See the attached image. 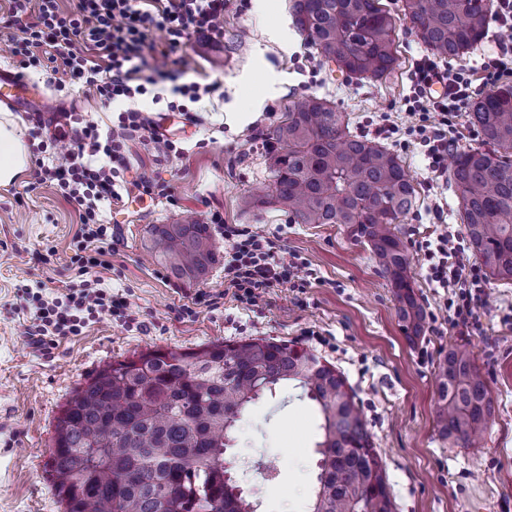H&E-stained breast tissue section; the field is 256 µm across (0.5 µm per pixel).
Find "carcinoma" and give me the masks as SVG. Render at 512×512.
Here are the masks:
<instances>
[{
    "label": "carcinoma",
    "instance_id": "cac0c4a2",
    "mask_svg": "<svg viewBox=\"0 0 512 512\" xmlns=\"http://www.w3.org/2000/svg\"><path fill=\"white\" fill-rule=\"evenodd\" d=\"M305 43L348 79L379 81L397 66V19L380 0H291ZM403 16L434 54L461 60L484 39L493 0H403ZM469 123L482 145L452 155L448 181L470 247L487 276L512 281V87L472 102ZM272 183L240 198L245 211L268 203L296 224H345L367 243L393 288L407 336L424 334L411 258L399 224L417 191L401 158L349 131L322 97L288 107L267 135ZM148 248L178 279L198 280L215 260L211 227L151 224ZM437 428L470 447L494 415L486 382L466 349L438 364ZM296 382L322 415L310 512H392L381 459L354 396L336 369L285 342L251 338L197 350L155 349L109 363L77 388L58 417L45 463L64 512H255L225 477L224 456L247 408Z\"/></svg>",
    "mask_w": 512,
    "mask_h": 512
}]
</instances>
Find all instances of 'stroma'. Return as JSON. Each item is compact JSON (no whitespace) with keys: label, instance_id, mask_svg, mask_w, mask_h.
Here are the masks:
<instances>
[{"label":"stroma","instance_id":"1","mask_svg":"<svg viewBox=\"0 0 512 512\" xmlns=\"http://www.w3.org/2000/svg\"><path fill=\"white\" fill-rule=\"evenodd\" d=\"M289 6V0H272L260 12L253 0H234L224 17L223 40L187 47V80L220 81L224 95L198 102L201 123L172 115L169 135L182 156L158 159L141 141L130 142L132 175L165 178L175 199L133 191L104 211L114 235L112 266L102 277L125 301L123 316L103 315L80 335L59 336L41 347L33 343L18 288L49 296L76 280L70 262L77 251L76 207L49 185L30 188L27 172L0 187V512H63L45 463L66 401L96 371L157 348L195 350L254 337L297 345L342 374L383 461L394 512H512V283L487 281L475 326L453 327L448 294L430 280V262L418 248L461 226L448 182L432 177L423 144L406 132L413 63L426 48L401 23L395 71L380 81H348L301 35L285 45L270 40L273 28L291 27ZM47 94L76 118L103 125L116 118L80 86L66 92L51 86ZM312 95L333 101L354 134L371 139L378 126L400 128L386 145L402 159L418 194L400 236L426 315L419 338L406 336L392 288L369 246L355 241L346 225L295 224L277 204L248 213L237 206L242 194L264 190L271 181L263 134L289 105ZM216 210L226 223L250 225L306 258L311 288L301 295L271 289L253 309L229 299L211 304L224 288L225 243L218 233L217 260L202 279H176L149 256V225L186 218L205 224ZM184 304L195 316L180 314ZM308 328L325 344L305 336ZM455 346L471 351L495 408L476 448L442 440L436 427L437 365ZM320 423L315 404L291 384L250 406L225 460L257 512H309Z\"/></svg>","mask_w":512,"mask_h":512}]
</instances>
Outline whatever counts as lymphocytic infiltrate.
Listing matches in <instances>:
<instances>
[{"label": "lymphocytic infiltrate", "instance_id": "1", "mask_svg": "<svg viewBox=\"0 0 512 512\" xmlns=\"http://www.w3.org/2000/svg\"><path fill=\"white\" fill-rule=\"evenodd\" d=\"M7 27L10 51L20 68H41L58 89L78 84L99 98L103 106L120 104L112 126L99 128L92 121L81 128L59 129L49 142L57 161L38 164L35 184H53L57 191L78 207L76 234L83 251L72 258L82 280L64 286L60 297L48 300L41 293L22 295L30 310L31 334L44 341L56 336H76L90 322L106 312L120 311L123 302L93 277L104 266V243L112 228L104 223L106 206L123 200L128 187L140 195L173 199L171 184L155 177H139L127 182L129 168L126 149L130 141L150 145L157 157L181 155L176 140L159 133L137 108L145 96L162 102L154 88L159 80L172 81L173 101L167 111L190 116L191 106L203 96L218 93L221 85L212 81H184V69L171 65L170 57L193 40L214 42L224 37V17L231 0H75L62 8L60 0H7ZM494 24L498 53L481 65L482 80L494 83L512 72V0H497ZM166 34L163 46L149 41L153 31ZM415 85L408 100L411 132L426 148L428 168L435 176L446 171L448 137L458 112L474 95L476 77L463 70L440 69L436 58L422 56L414 63ZM441 84L443 93L431 92ZM225 242L224 293L248 307L259 306L273 288L305 291L310 280L301 277L305 260L282 248L270 238L242 224H228L221 212H213ZM432 281L448 292L454 326L473 325L485 294L486 279L477 264L464 262L459 235L439 234L427 249Z\"/></svg>", "mask_w": 512, "mask_h": 512}]
</instances>
